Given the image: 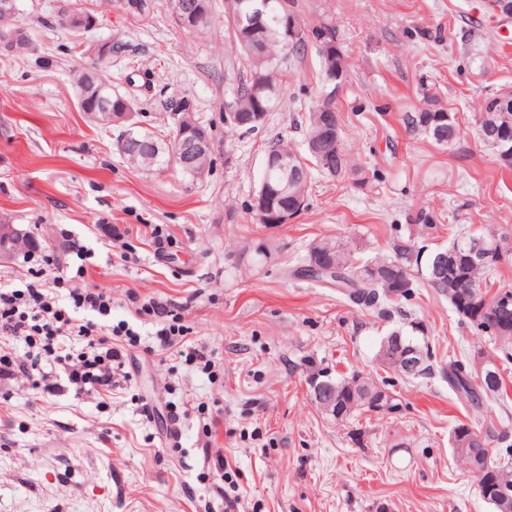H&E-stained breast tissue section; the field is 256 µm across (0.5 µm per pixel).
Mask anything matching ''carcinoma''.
<instances>
[{"mask_svg": "<svg viewBox=\"0 0 512 512\" xmlns=\"http://www.w3.org/2000/svg\"><path fill=\"white\" fill-rule=\"evenodd\" d=\"M14 10L5 11L0 8V33H17V37L7 48L21 52H35L38 44L31 33L15 26L14 20L19 13V0H13ZM263 23L252 27L248 20L252 0H241L236 15L224 12V27L228 38L234 44V54L224 60V73L232 77L230 86L224 88V111L226 112H271L276 107L278 88L282 82L283 60L304 58L309 46L315 41L309 39L291 40L288 38V21L290 18L304 20L298 0H265ZM196 6L204 14V19L193 27L183 26L192 34H203L214 24L216 0H196ZM92 17L99 14L89 9L62 10L54 19L57 28L73 35L72 48L84 45L85 35L92 32L88 25ZM310 32L325 35L331 42H338L336 25L326 15L319 19L318 24L310 27ZM321 61V77L328 82L332 74L347 80L350 63L342 48L333 53L316 49ZM76 94L80 111L95 125L110 126L100 115V97L109 100L110 112H127L129 117L118 126L116 141L130 135L142 142V149L133 154H125L127 162L146 171L165 172L173 169L182 176L199 180V170H210L215 161V149L198 156L195 163L184 168L174 159L172 152L177 138L182 131L177 125L164 129L152 130L142 126L138 120L141 115L139 99L107 88L97 92V86L91 81L81 83L76 79ZM433 86L422 88L425 107L415 112H407L404 116L406 128L421 131L434 141L439 137H447L446 146L454 145L459 138L460 128L456 121H441L444 109L437 106L438 98L432 92ZM336 106L322 97H317L308 108L307 115L295 124L303 123L306 127L305 144L312 141L320 143L317 151L304 148L298 152L282 139L276 140L268 149L270 154L284 152L290 157V166L285 172L274 170L269 175L272 197L267 209L260 212L252 209L256 223L269 224L273 214L292 209L307 208L312 174L317 171L330 178H339L351 167L349 154L345 152L341 141L323 142L320 138V115L327 106ZM505 135L512 134V100L502 104L495 112H481L475 123L476 136H485L490 141L499 138L500 131ZM473 235L463 236L450 244L448 251V273L444 277L435 274L426 275L427 286L437 294L448 298L454 312L460 320L473 329V333L497 346L493 353L482 349L475 351L470 360H451L440 368L436 367L428 346L421 345L418 340L394 330L391 335L400 337V344H389L385 347V360L380 366L395 374H402L400 364L405 349L415 347L424 355L423 365L414 373L406 374L411 379H430L435 370H440L448 382V389L456 398L464 403L472 419L482 417V409L491 403L497 404L505 414L512 413V390L509 389L505 372L512 368V306H498L499 297L511 294L512 290L495 287L491 280L495 266L475 267L469 262V241ZM324 257L333 262L336 271L329 274H311L305 267L295 270L302 276L318 284L321 288H334L344 300L361 310L389 316L398 305L411 299L415 294V283L412 277L413 267L423 263L430 265L429 259H420V251L414 245L403 241L393 246V255L376 260L363 261L352 251L333 242H320L312 246L305 258L309 264L313 260ZM486 363L491 378L484 384L474 383L472 372L474 362ZM323 378L336 385V413L332 417L338 424H354L361 415L374 411L375 402L382 395L389 401L390 410L399 408L396 398L385 388L379 386L373 377L362 373L350 376L340 375ZM507 432L488 424L483 429L462 420L456 422L450 432L453 459L461 469L473 474L478 472L486 479V488L481 492L483 500L491 505L496 512H512V498L505 501L501 497V489L512 490V454H505L499 459L493 456V448L507 441Z\"/></svg>", "mask_w": 512, "mask_h": 512, "instance_id": "obj_1", "label": "carcinoma"}]
</instances>
